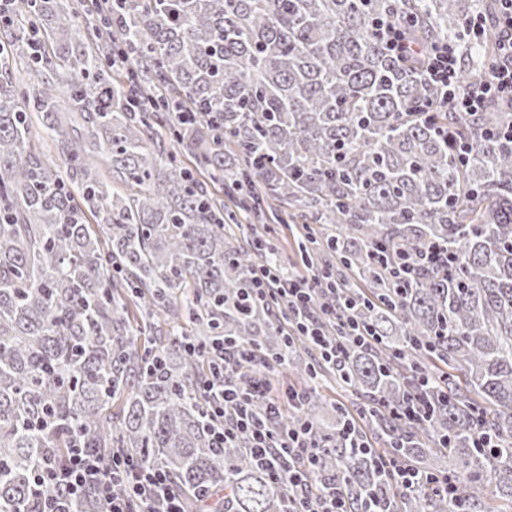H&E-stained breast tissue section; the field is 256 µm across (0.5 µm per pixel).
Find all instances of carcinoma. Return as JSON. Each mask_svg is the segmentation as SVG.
Here are the masks:
<instances>
[{"label": "carcinoma", "mask_w": 512, "mask_h": 512, "mask_svg": "<svg viewBox=\"0 0 512 512\" xmlns=\"http://www.w3.org/2000/svg\"><path fill=\"white\" fill-rule=\"evenodd\" d=\"M472 12L467 0L15 3L0 21V512H43L39 467L62 464L76 435L106 463L164 472L195 512H289L287 485L246 441L212 442L201 384L222 337L281 370L305 353L312 383L366 402L353 442L340 403L311 394L301 410L326 447L315 485L341 487L352 512H512V147L489 135L512 113L439 107L419 65L374 37L392 17L420 43L458 41L465 87L493 45L462 39ZM244 216L323 225L301 259L336 272V305L376 340L333 368L245 301L256 255L224 232ZM436 243L458 256L446 273L396 291L372 269L374 250ZM430 373L427 417H394ZM369 434L451 478L455 500L381 473L356 448ZM102 510L89 491L69 512Z\"/></svg>", "instance_id": "carcinoma-1"}]
</instances>
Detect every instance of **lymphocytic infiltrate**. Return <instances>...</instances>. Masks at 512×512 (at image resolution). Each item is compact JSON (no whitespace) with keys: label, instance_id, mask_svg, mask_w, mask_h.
<instances>
[{"label":"lymphocytic infiltrate","instance_id":"f902f5d3","mask_svg":"<svg viewBox=\"0 0 512 512\" xmlns=\"http://www.w3.org/2000/svg\"><path fill=\"white\" fill-rule=\"evenodd\" d=\"M490 26L496 30L497 62L483 81L465 89L460 86L459 57L453 41H434L417 47L410 27L397 19L380 21L377 37L393 59L418 60L427 80L436 87L442 105L457 112H481L491 100H512V0H498L493 17L476 13L468 22V34L471 39L480 40ZM454 261L453 253L437 244L429 247L417 262L403 254L395 255L389 276L400 286L407 287L418 266L445 269ZM251 283L255 300L285 313L300 332L312 337L326 361L339 364L346 356L348 344H364L366 334L362 326L351 322L344 325L347 343L329 342L321 336V320L335 317L336 309L325 302L317 277L299 276L262 260L251 273ZM215 353L222 373L206 381L202 390L211 399L217 443L226 445L241 438L248 440L251 449L258 451L260 460L275 474L280 471V456L288 455L292 461L288 470L291 512H351L336 489L315 494L306 484L307 468L322 452L313 437L311 423L304 421L282 432L275 428L285 409L300 407L305 392L291 389L282 397L271 394L269 363L256 348L224 344L216 347ZM242 366L252 371L254 386L251 392L241 395L233 385V376ZM256 401L264 402L266 418L254 415L252 404ZM49 480L51 486H63L71 499L81 497L87 489H94L106 512H185L182 498L164 473L141 467L126 458L107 464L77 445L70 450L68 464L52 470Z\"/></svg>","mask_w":512,"mask_h":512}]
</instances>
